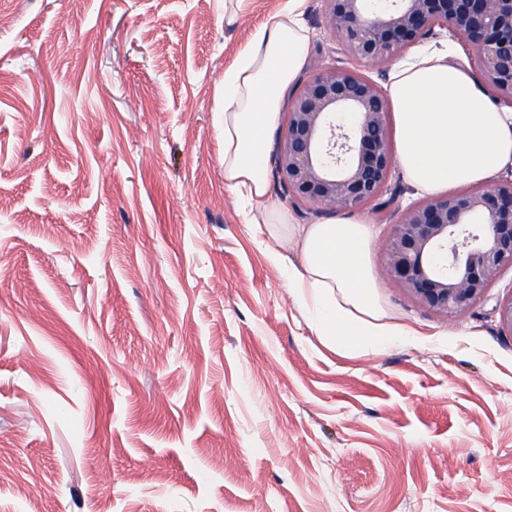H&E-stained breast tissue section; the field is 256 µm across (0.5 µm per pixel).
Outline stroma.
Instances as JSON below:
<instances>
[{"label":"stroma","instance_id":"stroma-1","mask_svg":"<svg viewBox=\"0 0 512 512\" xmlns=\"http://www.w3.org/2000/svg\"><path fill=\"white\" fill-rule=\"evenodd\" d=\"M287 3L0 0V512H512V269L446 321L381 268L403 169L381 209L224 184V70ZM303 10L294 86H389ZM338 216L372 224L391 345L335 346L288 285Z\"/></svg>","mask_w":512,"mask_h":512}]
</instances>
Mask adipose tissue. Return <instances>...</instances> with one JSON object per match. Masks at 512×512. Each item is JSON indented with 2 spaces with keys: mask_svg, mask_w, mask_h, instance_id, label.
<instances>
[{
  "mask_svg": "<svg viewBox=\"0 0 512 512\" xmlns=\"http://www.w3.org/2000/svg\"><path fill=\"white\" fill-rule=\"evenodd\" d=\"M302 2L270 16L224 72V182L253 209L270 206L267 135L306 59ZM388 92L400 118V164L425 193L481 183L512 164V113L447 56L417 53L397 67ZM371 237L365 220L310 225L300 234L302 266L288 270L320 334L338 344L380 346L397 333L373 292Z\"/></svg>",
  "mask_w": 512,
  "mask_h": 512,
  "instance_id": "1",
  "label": "adipose tissue"
}]
</instances>
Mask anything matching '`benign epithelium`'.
Returning a JSON list of instances; mask_svg holds the SVG:
<instances>
[{"instance_id":"1","label":"benign epithelium","mask_w":512,"mask_h":512,"mask_svg":"<svg viewBox=\"0 0 512 512\" xmlns=\"http://www.w3.org/2000/svg\"><path fill=\"white\" fill-rule=\"evenodd\" d=\"M328 29L352 56L383 68L435 29L469 48L483 86L512 106V0H321ZM373 79L349 67L319 70L288 105L275 174L311 209L376 204L394 172L386 116ZM383 271L412 300L452 319L472 311L512 268V175L414 203L383 245ZM512 336V294L497 301Z\"/></svg>"}]
</instances>
